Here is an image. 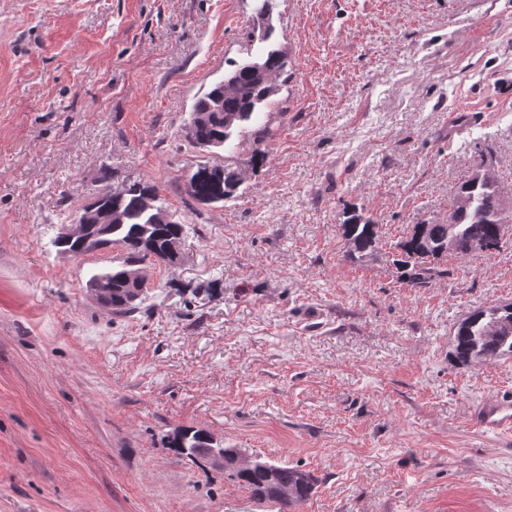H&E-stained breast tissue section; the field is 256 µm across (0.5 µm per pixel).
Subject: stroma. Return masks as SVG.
<instances>
[{
  "instance_id": "stroma-1",
  "label": "stroma",
  "mask_w": 512,
  "mask_h": 512,
  "mask_svg": "<svg viewBox=\"0 0 512 512\" xmlns=\"http://www.w3.org/2000/svg\"><path fill=\"white\" fill-rule=\"evenodd\" d=\"M252 0H0V512H278L176 426L300 466L291 512H512V439L470 429L512 358L453 366L469 311L512 302V235L428 288L392 264L492 154L512 187V0H278L288 54L252 171L190 147L195 100L241 56ZM243 182L201 204L188 179ZM157 188L186 234L138 312L88 296L116 248L53 240L104 185ZM380 225L345 256V211Z\"/></svg>"
}]
</instances>
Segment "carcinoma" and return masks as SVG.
Masks as SVG:
<instances>
[{
  "label": "carcinoma",
  "instance_id": "obj_1",
  "mask_svg": "<svg viewBox=\"0 0 512 512\" xmlns=\"http://www.w3.org/2000/svg\"><path fill=\"white\" fill-rule=\"evenodd\" d=\"M275 8L276 0H257L242 58L228 61L224 79L194 103L188 119L193 146L232 152L239 147L238 141L249 135L255 142L265 138V119L277 111L276 95L288 81V57L275 39ZM241 182V171L227 165L220 182L199 176L194 196L222 202L234 196ZM507 194L493 157L481 159L476 173L458 186L448 218L413 225L410 235L398 244L393 261L398 282L410 288H428L450 274L442 267L444 258L497 249L512 231V209L505 207ZM103 198L112 211L110 232L103 241L124 251V258L120 265L92 275L88 283L99 288L113 313L129 315L139 306L126 297V274L148 260L162 263L168 245L183 241L185 226L166 219L168 210L153 186L133 182L120 191H106ZM341 228L347 258L359 261L374 256L380 227L370 217L353 210ZM146 239L155 244L151 254L141 246ZM503 357H512V302L473 310L457 323L450 352L455 365L471 367ZM167 445L189 459L203 457L207 447L201 431L192 427L175 428ZM224 474L251 498L273 505L302 503L314 491L309 473L261 457L245 464L237 448L224 449Z\"/></svg>",
  "mask_w": 512,
  "mask_h": 512
}]
</instances>
